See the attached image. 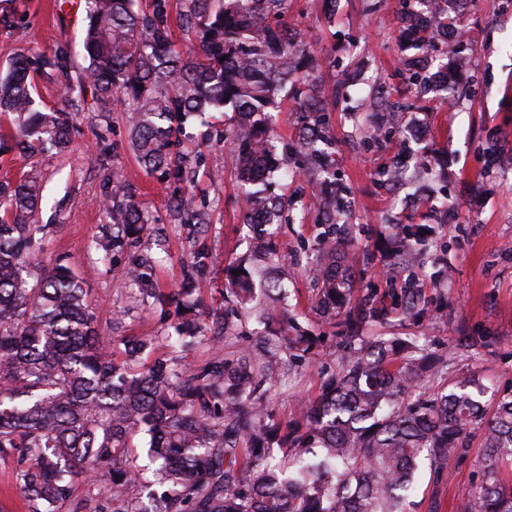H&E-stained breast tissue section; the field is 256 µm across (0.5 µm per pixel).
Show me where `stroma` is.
I'll return each mask as SVG.
<instances>
[{"instance_id": "35a3bbf8", "label": "stroma", "mask_w": 512, "mask_h": 512, "mask_svg": "<svg viewBox=\"0 0 512 512\" xmlns=\"http://www.w3.org/2000/svg\"><path fill=\"white\" fill-rule=\"evenodd\" d=\"M448 8L459 17L470 47L448 58L454 96L420 109L411 106L402 65V0H337L332 11L325 0H288L286 20L317 61L311 71L316 82L352 99L382 86L391 103L403 106L401 126L390 132L374 130L365 112L330 115L336 182L350 206L336 221L350 229L345 253L356 276V298L391 308L393 289L410 276L425 293V316L395 325L372 322L364 336L424 337L429 349L444 358L443 380L474 372L485 390L482 401L491 409L504 391H512V0H450ZM85 27L84 10L60 6L58 0H0V72L16 55L49 54L66 43L71 72L79 74L86 65ZM67 104L76 126L69 151L25 158L0 150V184L29 173L43 183L35 221L48 225L49 232L35 245L32 266L61 262L85 273L89 307L114 354H122L124 337L137 336L150 342L142 363L173 358L197 368L214 354L252 340L253 318L235 308L226 292L227 268L251 254L235 156L227 147L200 146L202 135L212 124L223 123L224 115L186 123L178 150L187 154L194 177L179 189L139 163L126 113L97 111L87 92L74 93ZM492 134L502 162L490 169L483 150ZM386 167L401 172L387 189L379 185ZM116 173L126 192L148 211L150 224L140 242L125 243L105 256L98 240L112 224L107 198ZM313 180L304 171L295 181L273 187L292 205L273 238L274 249L287 262L270 266L269 273L287 274L286 311L316 338L271 388L269 408L285 429L296 419L297 401L319 394L343 352L339 320L313 310L317 285L310 269L322 231ZM181 190L206 206L207 223L172 217V201ZM397 224L427 229L421 254L409 266L387 248ZM200 249L208 252V264L195 271L190 261ZM137 258L150 262L162 294L194 277L202 305L224 312L230 321L227 334L171 348L167 337L176 324L173 307L142 297L125 282ZM467 444L442 480L421 477L407 512H428L434 500L441 501V512H466L467 493L481 476V432H474Z\"/></svg>"}]
</instances>
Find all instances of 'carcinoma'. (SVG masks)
Wrapping results in <instances>:
<instances>
[{
	"instance_id": "carcinoma-1",
	"label": "carcinoma",
	"mask_w": 512,
	"mask_h": 512,
	"mask_svg": "<svg viewBox=\"0 0 512 512\" xmlns=\"http://www.w3.org/2000/svg\"><path fill=\"white\" fill-rule=\"evenodd\" d=\"M181 21L196 45L183 57L171 38L172 0H84L83 38L87 66L78 88H90L100 112L129 113L132 147L148 171L176 182L188 179L186 157L173 152L184 121L208 112H232L234 124L209 134L205 146L230 145L244 189L246 220L254 224L255 254L229 275V294L260 324L270 317L256 295L275 299L280 280L267 277L270 226L287 202L268 194L288 166L271 144L278 96L289 94L307 112L309 134L302 147L327 170L335 142L327 129L323 100L336 99L301 74L304 48L284 21L287 0H182ZM409 47L411 88L431 83L429 40L434 26L454 27L431 0H405L401 16ZM70 52L22 55L0 75V113L13 134L7 149L32 157L65 151L72 143L71 113L40 106L36 77L67 75ZM112 221L104 253L124 239L138 240L149 218L113 176ZM43 198L37 177L0 184V459L16 462V490L25 512H404L420 475L447 474L482 431L486 455L481 481L468 490L467 512H512V392L499 397L486 416L481 384L461 374L436 391L422 378L433 365L421 337L373 340L359 335L387 313L355 303L352 274L336 212L346 201L323 194L319 311L343 316L346 344L340 366L313 402L298 407L297 422L281 433L265 404L267 387L287 353L306 351L310 337L288 316L268 328L262 341L217 355L200 368L172 360L144 367L145 338L124 341L125 359L103 344L89 310L83 278L58 264L29 269L36 235L33 223ZM174 217L206 222L190 194L173 201ZM399 252L423 242V230L395 227ZM126 280L154 296L151 266L138 259ZM196 285L166 296L183 308L175 342L184 347L204 329L224 335V315L196 310ZM395 307L414 314L421 293L413 279L393 293ZM147 436L144 450L156 464L149 484L141 480L132 441ZM104 477L108 497L92 507L71 499L75 480Z\"/></svg>"
}]
</instances>
